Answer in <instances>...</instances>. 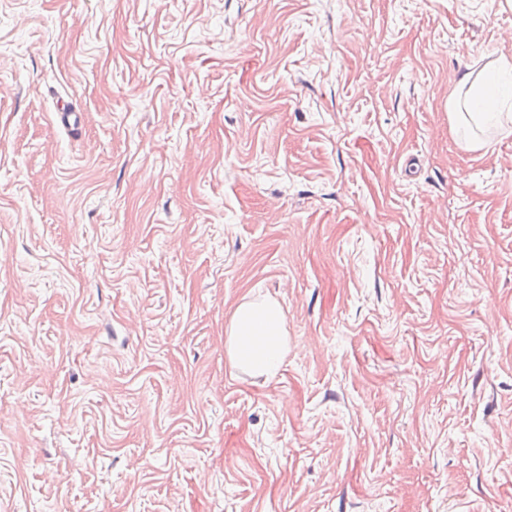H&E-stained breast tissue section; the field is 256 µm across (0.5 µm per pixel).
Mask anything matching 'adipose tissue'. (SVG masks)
Wrapping results in <instances>:
<instances>
[{
  "mask_svg": "<svg viewBox=\"0 0 512 512\" xmlns=\"http://www.w3.org/2000/svg\"><path fill=\"white\" fill-rule=\"evenodd\" d=\"M494 71L511 72L512 58L503 55L480 69H467L448 99L453 117L501 118V103L490 87L489 76ZM225 334L231 366L255 377L275 376L288 354L286 316L271 297L243 298L233 310Z\"/></svg>",
  "mask_w": 512,
  "mask_h": 512,
  "instance_id": "adipose-tissue-1",
  "label": "adipose tissue"
}]
</instances>
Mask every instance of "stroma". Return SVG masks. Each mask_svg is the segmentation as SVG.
<instances>
[{"mask_svg":"<svg viewBox=\"0 0 512 512\" xmlns=\"http://www.w3.org/2000/svg\"><path fill=\"white\" fill-rule=\"evenodd\" d=\"M503 54L512 0H0V512H512V133L448 115ZM226 354L236 369L255 377H274L288 355V328L280 303L245 296L225 330Z\"/></svg>","mask_w":512,"mask_h":512,"instance_id":"stroma-1","label":"stroma"}]
</instances>
